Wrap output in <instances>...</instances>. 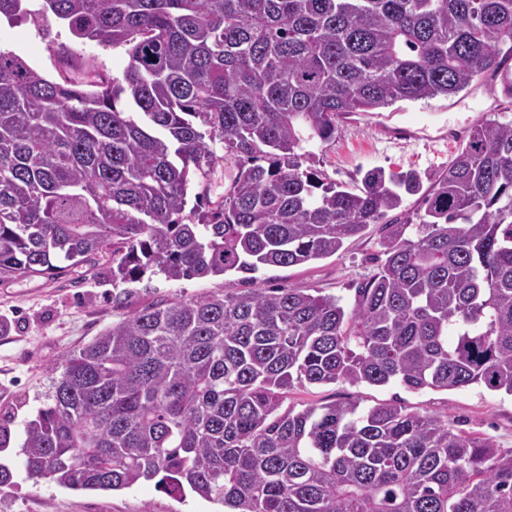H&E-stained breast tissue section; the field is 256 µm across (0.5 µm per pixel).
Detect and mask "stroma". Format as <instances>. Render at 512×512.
Here are the masks:
<instances>
[{"label": "stroma", "instance_id": "obj_1", "mask_svg": "<svg viewBox=\"0 0 512 512\" xmlns=\"http://www.w3.org/2000/svg\"><path fill=\"white\" fill-rule=\"evenodd\" d=\"M0 49L22 55L48 77L57 75V58L70 53L97 72L120 74L128 63L123 46L104 47L76 39L55 17L0 24ZM512 120V99L500 86L475 78L452 97L399 102L380 115L352 114L339 122L335 139L316 143L309 166L327 180L359 186L373 168L418 173L431 186L447 169L477 122ZM211 148L220 161L206 175H194L189 195L206 193L211 203L223 200L237 169L224 162V145ZM382 225H370L364 235L345 243L336 255L290 267H263L253 282L257 288H299L353 301L356 283L376 273L384 262ZM108 258L66 270L48 279L31 276L0 281V422L11 430L10 448L0 454L13 478L0 487V512H223L220 504L195 493L170 494L154 482H141L120 491L72 490L53 481L28 477L21 465L24 424L51 403L54 368L63 355L86 345L103 330L142 308L177 300L223 296L243 288L240 274L169 281L145 275L135 282H113ZM353 400L369 408L398 401L409 410L438 416L449 427L492 439L496 447L512 450V396L480 385L462 389L413 392L399 384L295 387L285 407Z\"/></svg>", "mask_w": 512, "mask_h": 512}]
</instances>
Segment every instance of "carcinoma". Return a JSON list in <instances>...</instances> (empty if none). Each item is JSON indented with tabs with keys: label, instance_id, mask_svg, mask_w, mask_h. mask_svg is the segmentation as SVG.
Instances as JSON below:
<instances>
[{
	"label": "carcinoma",
	"instance_id": "obj_1",
	"mask_svg": "<svg viewBox=\"0 0 512 512\" xmlns=\"http://www.w3.org/2000/svg\"><path fill=\"white\" fill-rule=\"evenodd\" d=\"M0 0V20L35 16ZM112 78L50 79L0 51V279L112 257V281L256 273L384 224L347 307L297 288L152 305L64 355L25 424L28 476L73 490L184 487L225 512H512V450L394 403L282 409L300 385L477 384L512 395V122L474 124L423 207L414 171L362 187L306 165L337 119L455 95L512 97V0H42ZM207 128L202 132L201 128ZM252 165L184 222L205 141ZM263 155L267 165L257 163Z\"/></svg>",
	"mask_w": 512,
	"mask_h": 512
}]
</instances>
